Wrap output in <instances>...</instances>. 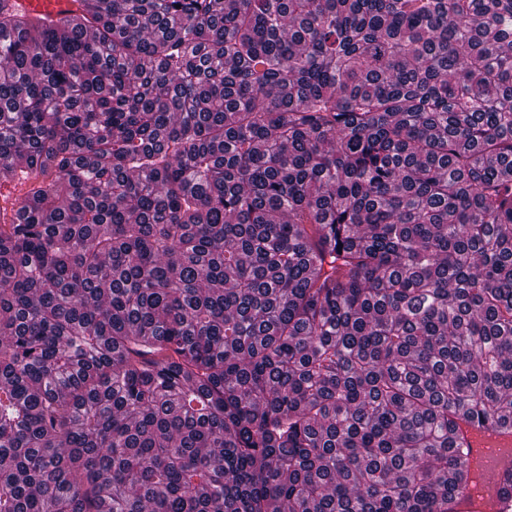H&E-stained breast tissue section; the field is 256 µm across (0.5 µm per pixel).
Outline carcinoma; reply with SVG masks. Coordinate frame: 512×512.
Here are the masks:
<instances>
[{
    "label": "carcinoma",
    "instance_id": "cac0c4a2",
    "mask_svg": "<svg viewBox=\"0 0 512 512\" xmlns=\"http://www.w3.org/2000/svg\"><path fill=\"white\" fill-rule=\"evenodd\" d=\"M0 0V512H448L512 432V0ZM17 8L29 15H42L49 18L77 12L80 0H14ZM455 448L465 452L468 462L476 457H490L498 455V446L507 444L511 447L512 437L508 434H488L477 431L468 422H461L454 434Z\"/></svg>",
    "mask_w": 512,
    "mask_h": 512
}]
</instances>
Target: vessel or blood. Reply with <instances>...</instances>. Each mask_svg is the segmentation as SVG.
Masks as SVG:
<instances>
[{"label":"vessel or blood","mask_w":512,"mask_h":512,"mask_svg":"<svg viewBox=\"0 0 512 512\" xmlns=\"http://www.w3.org/2000/svg\"><path fill=\"white\" fill-rule=\"evenodd\" d=\"M18 9L29 15L49 18L77 12L80 0H15ZM455 446L468 459L494 456L498 466L491 482L467 488L448 504V512H512V497L501 492V481L512 469V455L499 456L498 447L511 444L512 436L477 431L469 423H460L454 434Z\"/></svg>","instance_id":"vessel-or-blood-1"}]
</instances>
